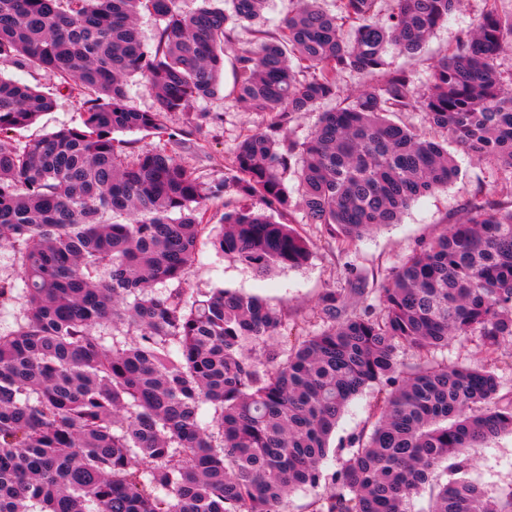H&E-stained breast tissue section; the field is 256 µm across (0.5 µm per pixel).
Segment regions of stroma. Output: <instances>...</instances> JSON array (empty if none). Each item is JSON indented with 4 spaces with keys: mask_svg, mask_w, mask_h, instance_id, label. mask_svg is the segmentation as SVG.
<instances>
[{
    "mask_svg": "<svg viewBox=\"0 0 512 512\" xmlns=\"http://www.w3.org/2000/svg\"><path fill=\"white\" fill-rule=\"evenodd\" d=\"M485 0H461L449 15L447 23L436 28L422 49L410 56L388 54L393 65L403 67L414 76L417 89H424L437 60L447 54L459 35L475 26L485 9ZM0 75L51 93L55 105L35 123L17 133L21 144H29L63 126L79 122L77 104L65 91L57 90L55 80L44 70L29 66L19 68L0 60ZM235 71L226 68L221 87L212 97L200 100L195 112L168 114L166 125L172 138L168 149L173 157L200 181L209 183L227 177V161L243 139L266 123L259 112L248 111L230 93ZM216 115L215 123H201L197 113ZM461 168L460 177L434 194L413 203L402 214L399 223L378 228L357 242L348 252H339L322 225L307 223L301 208H293L290 219L297 231L313 244L307 265L299 269L279 268L266 276L256 275L239 261L216 254L210 234L219 230L224 218V204H210L211 231L197 245L195 259L189 269L191 293L224 287L257 296L271 306L283 309L288 323L300 332L313 334L320 330L318 301L330 288L344 287L353 275L363 274L375 280L387 278L395 267L419 245L462 222L466 205L474 197L487 194L501 181V174L490 162L478 161L462 144L448 146ZM437 359L450 365L490 367L500 382V394L512 397V341L505 342L496 360L486 358L476 339L449 342L439 350ZM373 403L372 390H365L347 406L336 426L330 444L334 449L323 464L325 471L339 468V448L359 430L369 428ZM471 479L495 492L512 485V435L505 433L486 444L470 449Z\"/></svg>",
    "mask_w": 512,
    "mask_h": 512,
    "instance_id": "35a3bbf8",
    "label": "stroma"
}]
</instances>
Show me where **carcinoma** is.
<instances>
[{
  "label": "carcinoma",
  "instance_id": "1",
  "mask_svg": "<svg viewBox=\"0 0 512 512\" xmlns=\"http://www.w3.org/2000/svg\"><path fill=\"white\" fill-rule=\"evenodd\" d=\"M177 2L0 0V59L43 69L80 111L78 125L23 146L18 130L53 98L0 78V242L23 283L0 279V307L15 309V328L0 331V512H281L289 493L320 485L308 512H414L425 490L427 512H512V487L487 494L463 458L512 434V398L489 369L434 359L450 340L475 337L490 359L512 340V71L497 65L512 51V10L487 0L417 93L385 55L419 51L458 0H394L385 15L380 0H338L337 16L298 0L274 33L267 0H202L191 13ZM142 11L159 20L150 46ZM240 22L253 40L237 48L233 92L268 123L230 176L203 183L169 153L165 117L218 91ZM349 71L365 82L345 97ZM135 75L149 111L127 104ZM328 100L307 141L286 136ZM412 111L503 172L463 223L380 284L357 274L327 289L312 335L238 291L187 297L209 203L230 192L239 206L214 249L262 275L311 256L289 224L290 173L307 223L341 251L455 181L442 143L388 119ZM117 131L159 142L128 163ZM402 347L420 354L407 370ZM370 387L374 425L324 473L340 415Z\"/></svg>",
  "mask_w": 512,
  "mask_h": 512
}]
</instances>
